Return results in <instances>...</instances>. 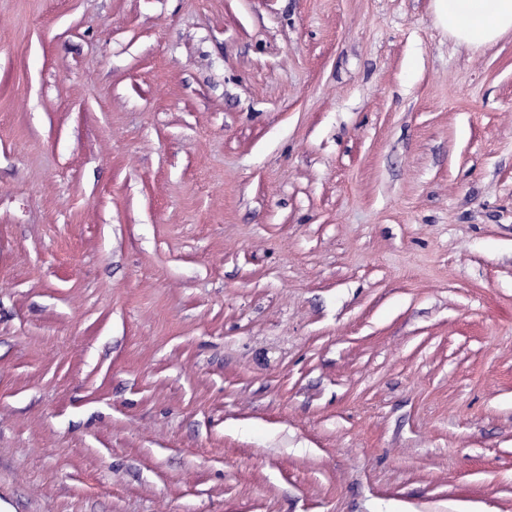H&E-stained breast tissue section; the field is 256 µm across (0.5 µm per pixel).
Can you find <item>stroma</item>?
Instances as JSON below:
<instances>
[{"label": "stroma", "mask_w": 512, "mask_h": 512, "mask_svg": "<svg viewBox=\"0 0 512 512\" xmlns=\"http://www.w3.org/2000/svg\"><path fill=\"white\" fill-rule=\"evenodd\" d=\"M0 512H512V33L0 0Z\"/></svg>", "instance_id": "obj_1"}]
</instances>
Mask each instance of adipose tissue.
<instances>
[{
    "mask_svg": "<svg viewBox=\"0 0 512 512\" xmlns=\"http://www.w3.org/2000/svg\"><path fill=\"white\" fill-rule=\"evenodd\" d=\"M449 35L479 50L512 32V0H437Z\"/></svg>",
    "mask_w": 512,
    "mask_h": 512,
    "instance_id": "obj_1",
    "label": "adipose tissue"
}]
</instances>
